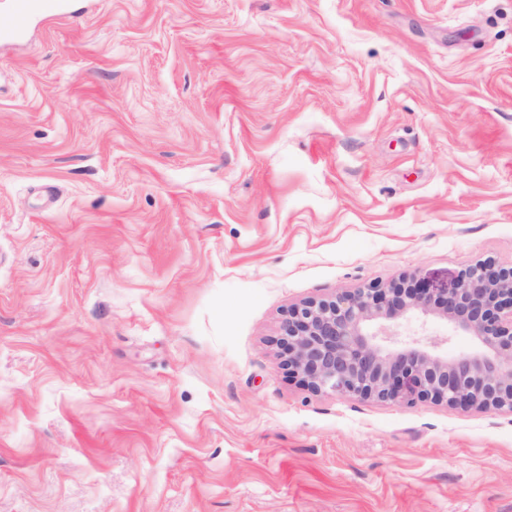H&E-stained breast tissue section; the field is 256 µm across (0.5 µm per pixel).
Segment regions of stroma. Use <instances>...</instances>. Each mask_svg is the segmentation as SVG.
<instances>
[{
	"mask_svg": "<svg viewBox=\"0 0 512 512\" xmlns=\"http://www.w3.org/2000/svg\"><path fill=\"white\" fill-rule=\"evenodd\" d=\"M78 6L0 46V512H512L511 413L276 344L512 263V0Z\"/></svg>",
	"mask_w": 512,
	"mask_h": 512,
	"instance_id": "35a3bbf8",
	"label": "stroma"
}]
</instances>
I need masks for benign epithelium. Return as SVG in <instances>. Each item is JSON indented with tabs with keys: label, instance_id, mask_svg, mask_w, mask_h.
<instances>
[{
	"label": "benign epithelium",
	"instance_id": "benign-epithelium-1",
	"mask_svg": "<svg viewBox=\"0 0 512 512\" xmlns=\"http://www.w3.org/2000/svg\"><path fill=\"white\" fill-rule=\"evenodd\" d=\"M410 319L444 322L479 350L442 356L438 338L401 337ZM276 344L288 374L317 393L512 413V264L477 261L446 288L404 275L305 301L288 310Z\"/></svg>",
	"mask_w": 512,
	"mask_h": 512
}]
</instances>
